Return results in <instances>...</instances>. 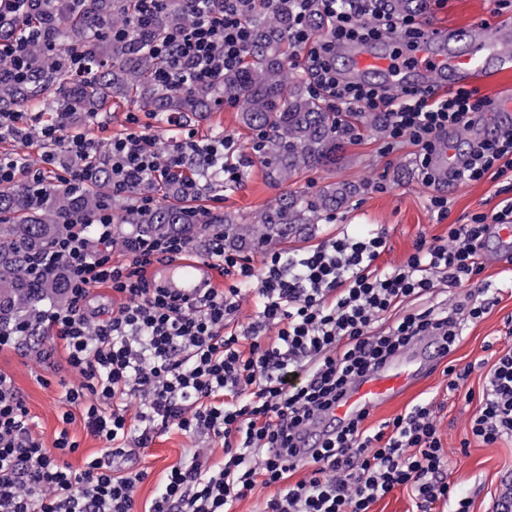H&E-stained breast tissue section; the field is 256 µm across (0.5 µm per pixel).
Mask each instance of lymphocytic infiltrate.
<instances>
[{"instance_id": "lymphocytic-infiltrate-1", "label": "lymphocytic infiltrate", "mask_w": 512, "mask_h": 512, "mask_svg": "<svg viewBox=\"0 0 512 512\" xmlns=\"http://www.w3.org/2000/svg\"><path fill=\"white\" fill-rule=\"evenodd\" d=\"M326 17L325 37H312L303 18L310 3ZM245 0H224L213 11L195 0L200 21L169 32L154 53L169 60L158 75L166 87L212 82L236 72L252 33L242 20ZM298 21L293 41L302 46L304 73L312 88L339 112H379L391 144L417 147L422 179L476 182L512 173V129L473 142L460 166L441 175L433 158L449 132L472 126L474 116L494 106L478 89L457 88L397 94L386 86L348 79L336 66V49L391 35L414 48L424 31L416 14L399 16L386 0H292ZM111 138L107 154L91 125H71L68 116L34 125L25 112L0 114V141L41 152L42 165L25 166L0 157V187L18 176L44 182L47 175L74 187L89 181L93 160L105 156L112 191L128 193L167 172L186 174L185 193L205 188L187 174L186 159L203 157L214 181L238 182L242 173L227 164L238 147L232 136L210 140L187 132L173 137L165 156L137 113ZM85 160L64 166L62 156ZM512 223V198L492 215L473 214L452 224L444 238L419 240L396 266H380L386 233H342L297 253L273 248L260 263L226 251L222 233L210 236L206 253L224 275L228 289L206 288L190 298L149 277L153 263L188 258L194 246L181 240L131 245L125 261L112 259L111 214L72 224L28 270L47 275L58 265L69 272L64 306L39 310L0 325V351L27 350L51 367L53 352L43 339L62 345L73 376L63 382L66 410L52 443L34 430V420L13 378L0 372V512H136L135 491L144 472L122 473L114 458L147 448L159 431L176 426L189 436L220 440L224 460L212 449L194 448L170 467L145 512H233L257 486H272L263 512H371L394 489L410 491L416 512H471L472 501L451 478L457 452L444 447L433 401H423L369 429L356 419L301 453L297 433L324 412L349 379L382 364L416 338L432 335L451 353L465 326L483 319L495 301L476 299L483 267L481 251L490 227ZM464 289L463 298L440 306L430 297L438 283ZM107 288L119 305L107 315L91 302ZM257 315L242 332L228 325L247 292ZM248 347H241V339ZM481 390H467L474 364L444 369L449 392L478 400L469 433L492 445L512 439V347L496 351ZM104 444V454L81 470L68 464L78 444L68 426L75 417ZM300 480H293L296 471Z\"/></svg>"}]
</instances>
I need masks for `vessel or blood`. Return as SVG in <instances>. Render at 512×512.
I'll list each match as a JSON object with an SVG mask.
<instances>
[{
  "label": "vessel or blood",
  "instance_id": "vessel-or-blood-1",
  "mask_svg": "<svg viewBox=\"0 0 512 512\" xmlns=\"http://www.w3.org/2000/svg\"><path fill=\"white\" fill-rule=\"evenodd\" d=\"M382 47L379 53L362 50L356 45L343 47L340 55L345 73L358 81L385 84L396 92L408 86L424 90L436 77L462 82L483 75L492 61L496 62L498 69H511L512 25L505 23L484 32L471 40L465 53L448 58L434 55L425 48L403 50L397 39L386 40ZM153 276L162 286L187 295L197 294L211 284L210 267L204 261L158 264L153 268ZM439 353L438 339L425 336L382 366L352 379L336 406L302 431L301 446L314 447L325 434L361 412H372L395 401L438 360Z\"/></svg>",
  "mask_w": 512,
  "mask_h": 512
}]
</instances>
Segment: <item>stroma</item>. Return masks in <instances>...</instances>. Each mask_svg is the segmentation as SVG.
Here are the masks:
<instances>
[{
    "label": "stroma",
    "instance_id": "35a3bbf8",
    "mask_svg": "<svg viewBox=\"0 0 512 512\" xmlns=\"http://www.w3.org/2000/svg\"><path fill=\"white\" fill-rule=\"evenodd\" d=\"M419 18L433 27L457 31L490 30L496 25L512 22V0H429ZM132 111L138 113L142 123L149 125L158 142L168 141L171 133L167 124L153 121L146 110L136 111L125 103L114 106L112 111L99 113L103 137L124 133L126 115ZM181 123L202 139L219 134L233 136L245 158L242 179L199 198L198 204L203 208L231 211L247 221L286 190L306 195L334 183L359 186V193L336 210L333 220H321L303 233L276 241L275 249L284 252L305 249L344 230L363 233L376 225L387 233V246L378 263L395 265L412 251L417 240L446 235L449 225L468 223L473 214L496 212L506 198L502 181L489 177L475 183L427 185L421 179L415 147L402 144L389 153L384 149L385 138L367 132L352 141L346 158L336 166L304 170L286 185H271L265 179L258 156L251 149L252 135L240 124L236 108L222 105L210 113L207 120L185 117ZM434 195L447 197L450 206L447 218H439L431 208L430 198ZM481 278L496 290L498 302L484 320L466 329L457 349L450 354V361L461 366L490 358L491 353L486 348L489 341H497L502 348L507 345L504 335L506 321L512 318V282L508 281L499 264L485 265ZM0 372L14 379L34 418L38 434L45 441H52L64 427L61 416L66 407L61 399V374L39 367L29 356L18 351L0 353ZM446 383L441 370L431 371L396 402L372 414L368 426H378L413 404L432 399L440 406L444 446L459 447L476 405L466 402L463 393H448ZM203 443V438L185 435L172 426L160 431L150 447L129 456L126 468L146 474L137 489L138 503L149 502L164 471L183 460L190 448ZM510 474L512 441L502 440L491 446L474 441L466 454L455 460L452 478L471 496L473 512H492L493 499L501 488V481Z\"/></svg>",
    "mask_w": 512,
    "mask_h": 512
}]
</instances>
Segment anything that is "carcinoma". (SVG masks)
<instances>
[{
    "mask_svg": "<svg viewBox=\"0 0 512 512\" xmlns=\"http://www.w3.org/2000/svg\"><path fill=\"white\" fill-rule=\"evenodd\" d=\"M138 2L23 0L18 12L0 15V44L20 38L26 24L41 32V39L28 46L23 79H13L8 62L0 58V113L19 112L32 102L46 112L81 110L89 117L127 101L157 114L203 120L217 100L231 101L242 125L252 132V150L274 184L303 169L336 165L356 132L387 131L386 119L378 113L331 111L292 72L300 48L291 41L293 7L288 0L270 10L256 2L246 6L244 19L253 36L238 73L220 76L210 85L176 89L156 83L155 72L167 61L150 47L170 29L198 20L193 0H166L149 26L138 22ZM64 50L83 55L86 71L74 72ZM110 179L109 168L101 164L78 191L58 181L0 188L1 324L31 315L47 301L66 302L65 270L37 278L26 270V258L43 253L66 234L70 220L93 219L107 209L114 223L131 226L122 237L126 245L136 239L193 242L221 230L224 243L232 247H260L318 223L356 191L343 183L305 197L285 192L243 222L232 212H206L188 204L177 175L152 184L159 201L150 208L141 207L134 194L112 196Z\"/></svg>",
    "mask_w": 512,
    "mask_h": 512,
    "instance_id": "cac0c4a2",
    "label": "carcinoma"
}]
</instances>
